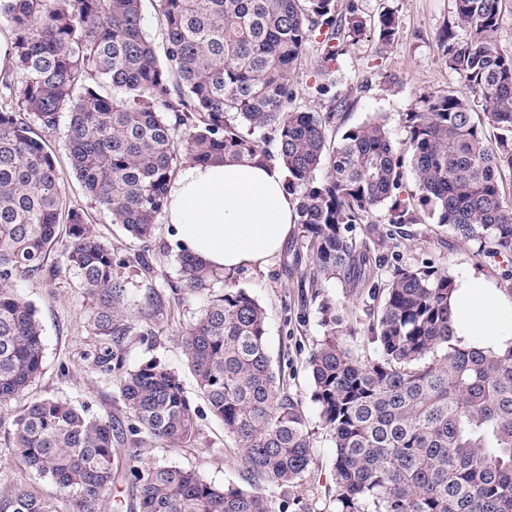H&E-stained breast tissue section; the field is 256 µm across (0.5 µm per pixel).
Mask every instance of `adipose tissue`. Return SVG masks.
<instances>
[{
	"label": "adipose tissue",
	"mask_w": 512,
	"mask_h": 512,
	"mask_svg": "<svg viewBox=\"0 0 512 512\" xmlns=\"http://www.w3.org/2000/svg\"><path fill=\"white\" fill-rule=\"evenodd\" d=\"M166 220L189 253L217 270L263 265L277 255L298 216L281 165L188 163L169 187ZM453 331L465 345H512V296L481 276L455 281Z\"/></svg>",
	"instance_id": "1"
}]
</instances>
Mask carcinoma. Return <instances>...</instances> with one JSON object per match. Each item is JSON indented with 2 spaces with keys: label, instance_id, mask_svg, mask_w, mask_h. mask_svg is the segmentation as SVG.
I'll list each match as a JSON object with an SVG mask.
<instances>
[{
  "label": "carcinoma",
  "instance_id": "carcinoma-1",
  "mask_svg": "<svg viewBox=\"0 0 512 512\" xmlns=\"http://www.w3.org/2000/svg\"><path fill=\"white\" fill-rule=\"evenodd\" d=\"M143 2L0 0L12 45L0 71V92L10 98L0 106V405L42 373V325L15 285L57 276L46 256L65 223V265L100 337L93 366L118 374L131 413L119 428L43 397L0 418L27 469L71 498L73 512H98L120 477L132 491L128 512H283L261 493L144 461L151 448L191 445L200 409L169 364L152 358L124 367L119 343L135 321L159 320L165 296L152 287L132 296L128 279L150 266L108 247L81 210L66 208L54 159L36 133L57 129L65 115L86 195L131 238L152 236L183 158L276 161L296 201L293 261L305 263L312 284L338 279L378 304L368 325L374 358H356L332 317L307 360L335 448L336 512H512V346L485 352L453 343L448 272L401 267L379 288L381 258L351 235L355 224L377 233L369 217L382 209L394 236L417 223L414 204L400 197L408 163L433 223L488 257L512 254V198L502 188L503 171H512V53L495 42L501 0H455L439 42L462 85L421 95L399 142L382 116L331 138L337 113L288 109L315 35L353 43L366 33L355 0L342 13L336 0H156L161 54L145 32ZM398 28L393 12L379 17L380 48L395 42ZM479 109L496 140L477 120ZM177 262L171 291L204 299L182 336L197 390L234 440L243 470L288 487L308 472L312 444L267 354L265 309L241 288L215 290L224 275L182 248ZM118 445L127 457L122 472ZM0 512L55 510L51 499L18 490L0 500Z\"/></svg>",
  "mask_w": 512,
  "mask_h": 512
}]
</instances>
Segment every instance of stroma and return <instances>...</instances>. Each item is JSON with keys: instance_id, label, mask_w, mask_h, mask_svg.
<instances>
[{"instance_id": "35a3bbf8", "label": "stroma", "mask_w": 512, "mask_h": 512, "mask_svg": "<svg viewBox=\"0 0 512 512\" xmlns=\"http://www.w3.org/2000/svg\"><path fill=\"white\" fill-rule=\"evenodd\" d=\"M362 14L378 20L391 11L399 19L394 44L379 50L373 34L340 47L336 60L325 57L321 39L306 48L302 63L294 74L298 94L292 104L296 110L328 112L338 110L345 125L352 126L380 113L385 115L395 140L406 136L402 115L413 108L421 94L443 92L460 85V77L449 70L438 42L440 32L454 20V0H357ZM60 177V187L70 206L83 210L86 221L108 246L123 254L146 250L154 268L151 285L163 291L166 309L149 336L132 332L121 343L126 367L150 358H159L180 369L187 394L198 399L195 380L183 367L181 337L203 304L202 298H184L170 293L168 285L178 278L175 262L177 241L165 219H158L148 244L127 236L111 224L108 215L85 195L69 160L63 130L46 134ZM419 221L405 227L403 237L381 238L371 247L385 262L379 281L389 279L398 266L446 268L456 280L481 275L497 288L512 289V280L503 272L511 264L490 259L476 243L462 242L433 224L426 210H419ZM293 242L267 265H244L226 273L225 278L245 289L267 313L266 342L273 367L291 397L298 401L313 443L309 471L289 488L278 489L266 481L244 474L234 441L223 425L209 412L198 419V434L188 447L154 449L157 460L195 470L209 482L234 486L249 492L259 491L286 501V512H336V479L333 469L335 450L332 439L322 428L306 360L322 339L326 314L339 317L344 327L343 343L360 359L375 355L367 327L370 321L367 301L354 295L340 281L323 283L317 291L301 287L302 268L292 266ZM60 266L56 279L19 283L21 295L37 310L43 326L45 358L43 371L18 399L0 406V416L14 414L26 403L54 396L86 406L90 416L103 420L125 421L129 414L119 397L116 374H104L92 364L99 339L87 327L90 303L84 297L77 275L63 268L61 253L49 258ZM52 497L56 512H72L67 496L54 486L34 477L14 448L7 434L0 431V496L18 487Z\"/></svg>"}]
</instances>
